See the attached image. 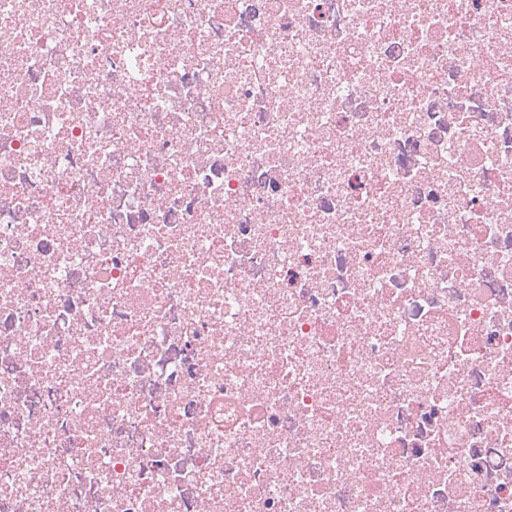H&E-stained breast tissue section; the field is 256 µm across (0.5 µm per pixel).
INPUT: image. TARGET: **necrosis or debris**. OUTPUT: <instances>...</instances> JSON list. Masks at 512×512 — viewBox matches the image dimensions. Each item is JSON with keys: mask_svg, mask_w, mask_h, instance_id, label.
<instances>
[{"mask_svg": "<svg viewBox=\"0 0 512 512\" xmlns=\"http://www.w3.org/2000/svg\"><path fill=\"white\" fill-rule=\"evenodd\" d=\"M0 512H512V0H0Z\"/></svg>", "mask_w": 512, "mask_h": 512, "instance_id": "1", "label": "necrosis or debris"}]
</instances>
